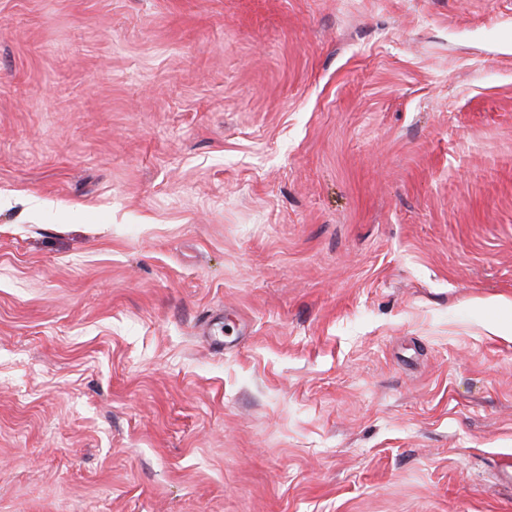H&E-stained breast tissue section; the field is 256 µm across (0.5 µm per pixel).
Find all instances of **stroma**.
I'll list each match as a JSON object with an SVG mask.
<instances>
[{
  "mask_svg": "<svg viewBox=\"0 0 512 512\" xmlns=\"http://www.w3.org/2000/svg\"><path fill=\"white\" fill-rule=\"evenodd\" d=\"M503 453L512 0H0V512H512Z\"/></svg>",
  "mask_w": 512,
  "mask_h": 512,
  "instance_id": "1",
  "label": "stroma"
}]
</instances>
